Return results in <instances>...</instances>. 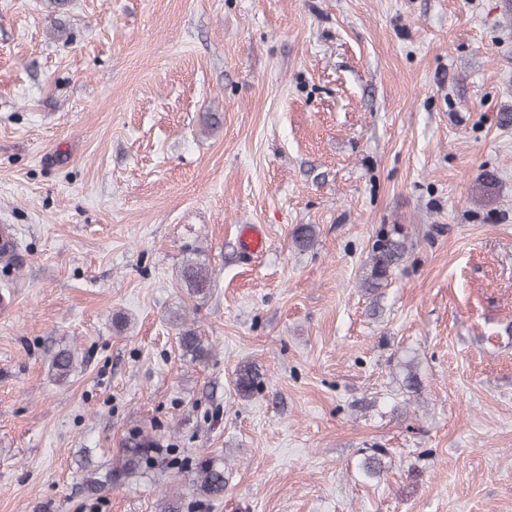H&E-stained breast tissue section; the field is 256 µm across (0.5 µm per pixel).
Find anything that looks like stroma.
I'll use <instances>...</instances> for the list:
<instances>
[{
    "label": "stroma",
    "instance_id": "obj_1",
    "mask_svg": "<svg viewBox=\"0 0 512 512\" xmlns=\"http://www.w3.org/2000/svg\"><path fill=\"white\" fill-rule=\"evenodd\" d=\"M500 3L0 0V226L17 245L0 512H159L175 494L183 512H512ZM242 224L266 252H241ZM384 224L411 248L373 310L359 281ZM195 257L213 286L192 298L178 271ZM177 312L207 357H183ZM58 346L78 355L62 383ZM245 364L263 374L247 398ZM137 430L223 460V497L162 464L89 495L86 468L119 469Z\"/></svg>",
    "mask_w": 512,
    "mask_h": 512
}]
</instances>
